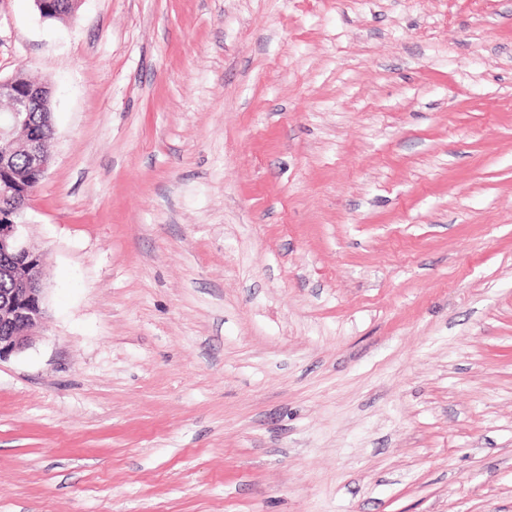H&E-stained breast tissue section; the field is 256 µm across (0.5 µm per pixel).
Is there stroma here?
<instances>
[{
	"mask_svg": "<svg viewBox=\"0 0 512 512\" xmlns=\"http://www.w3.org/2000/svg\"><path fill=\"white\" fill-rule=\"evenodd\" d=\"M21 69L0 512H512V0H0ZM19 73L8 79H0V99L11 102L10 109L0 116V140L10 137L17 130L21 115L29 112L25 114L26 125L18 128L13 138L0 142V168L5 166V162H1L3 157L7 163V168L0 171V190L3 192L5 187L9 188L8 197L0 200V221L6 220L3 224L0 222V258L22 265L25 275L16 281L14 288V281L22 277L23 270L14 266L11 272L6 273L1 266L0 298H6L12 291L7 301H0V327L3 325L11 330L5 336L0 333V361L25 350L30 343L29 336L46 315L45 288L42 283L44 254L27 244L22 235V227L26 223L24 211L30 200L28 193L24 191L21 194L22 204L19 209L6 217L2 215L13 205V200H17L11 190L20 192L22 185L30 189L40 183L48 170L53 152V142L50 144L42 139H30L35 135H50L53 126L51 107L50 112L33 111L48 104L52 97L51 88L47 83H33L27 87L24 95H19L25 92L26 85L31 82L26 76L28 82H25L24 75ZM26 139H30L27 145L28 157L25 151ZM29 166L40 173L42 178L30 174ZM21 214V221L12 218Z\"/></svg>",
	"mask_w": 512,
	"mask_h": 512,
	"instance_id": "obj_1",
	"label": "stroma"
}]
</instances>
